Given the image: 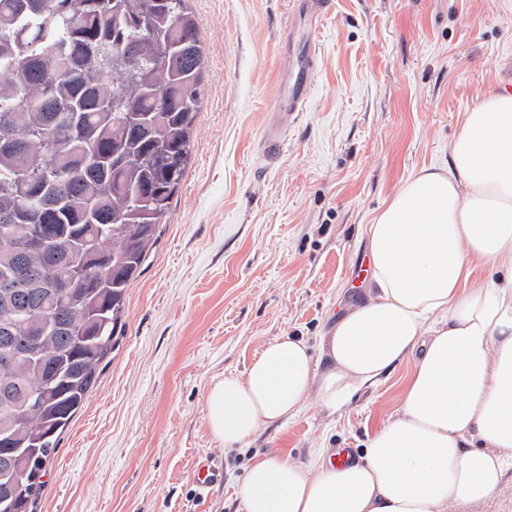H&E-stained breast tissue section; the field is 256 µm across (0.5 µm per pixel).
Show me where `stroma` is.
<instances>
[{
	"label": "stroma",
	"mask_w": 512,
	"mask_h": 512,
	"mask_svg": "<svg viewBox=\"0 0 512 512\" xmlns=\"http://www.w3.org/2000/svg\"><path fill=\"white\" fill-rule=\"evenodd\" d=\"M206 94L186 178L127 290L125 332L47 466L36 512H235L233 480L269 451L305 463L362 448L398 406L402 364L329 413L225 449L207 425L211 384L278 336L311 347L356 300L366 232L397 186L448 164L464 112L512 91V0H334L314 36L306 112L262 175L291 0H191ZM222 464L209 493L198 462Z\"/></svg>",
	"instance_id": "obj_1"
}]
</instances>
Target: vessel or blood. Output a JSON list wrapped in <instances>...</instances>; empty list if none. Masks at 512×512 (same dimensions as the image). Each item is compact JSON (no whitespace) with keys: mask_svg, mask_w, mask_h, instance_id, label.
Returning a JSON list of instances; mask_svg holds the SVG:
<instances>
[{"mask_svg":"<svg viewBox=\"0 0 512 512\" xmlns=\"http://www.w3.org/2000/svg\"><path fill=\"white\" fill-rule=\"evenodd\" d=\"M295 22L289 23L283 46L290 65L279 75L275 97L277 121L267 125L260 142V166L277 159L284 145L283 123L294 120L307 108L318 74V52L312 35L331 12L333 0H294ZM222 467L215 460L203 462L196 474L201 491H209L222 479Z\"/></svg>","mask_w":512,"mask_h":512,"instance_id":"vessel-or-blood-1","label":"vessel or blood"}]
</instances>
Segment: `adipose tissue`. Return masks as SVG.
<instances>
[{
	"label": "adipose tissue",
	"instance_id": "1",
	"mask_svg": "<svg viewBox=\"0 0 512 512\" xmlns=\"http://www.w3.org/2000/svg\"><path fill=\"white\" fill-rule=\"evenodd\" d=\"M447 168L404 180L367 228L372 280L323 336L269 342L213 383L225 449L303 412L336 410L402 363L390 418L355 461L264 454L235 483L237 512H470L512 471V92L465 112Z\"/></svg>",
	"mask_w": 512,
	"mask_h": 512
}]
</instances>
